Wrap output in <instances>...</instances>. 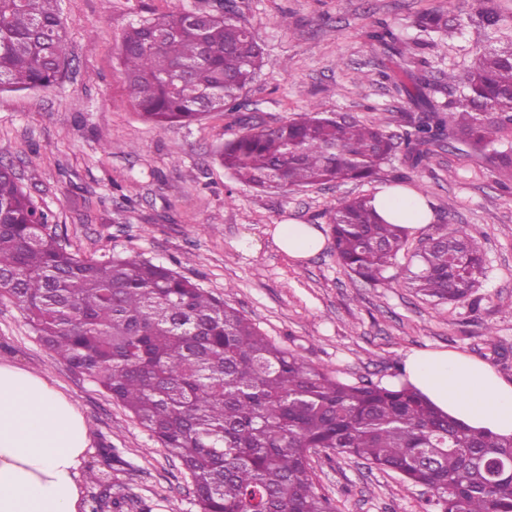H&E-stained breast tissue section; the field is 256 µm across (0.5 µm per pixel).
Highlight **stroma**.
<instances>
[{"mask_svg":"<svg viewBox=\"0 0 512 512\" xmlns=\"http://www.w3.org/2000/svg\"><path fill=\"white\" fill-rule=\"evenodd\" d=\"M220 0H60L70 63L59 83L0 93V163L12 165L61 241L81 256L134 257L162 263L224 298L273 342L347 383L399 380L414 350L450 349L490 364L512 379V173L436 148L429 168L408 188L426 191L430 224L412 231L388 285L357 279L330 247L294 259L273 242L278 224L295 220L329 234L328 211L344 198L372 194L378 182L316 186L288 194L240 184L215 158L239 131L237 118L268 123L317 109L367 123L386 115L398 131L412 107L384 72L395 68V43L367 34L386 23L398 42L437 0H235L256 33L263 62L244 91L237 116L211 112L162 131L144 121L116 59L123 31L144 18L210 11ZM510 22L497 33L469 24L472 0H447L462 35L425 51L426 76L440 81L491 45L512 40V0H494ZM288 27H280V17ZM371 80L357 81L358 71ZM470 225L485 254L474 302L435 306L407 286L414 252L437 228ZM493 330L495 346L485 342ZM0 360L46 376L69 395L89 423L84 469L107 467L102 450L120 458L112 494L123 512H197L179 462L87 375L39 343L20 311L0 301ZM319 493L338 512H431L422 487L332 452L312 455Z\"/></svg>","mask_w":512,"mask_h":512,"instance_id":"35a3bbf8","label":"stroma"}]
</instances>
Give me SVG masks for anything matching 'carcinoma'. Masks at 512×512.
<instances>
[{
  "instance_id": "carcinoma-1",
  "label": "carcinoma",
  "mask_w": 512,
  "mask_h": 512,
  "mask_svg": "<svg viewBox=\"0 0 512 512\" xmlns=\"http://www.w3.org/2000/svg\"><path fill=\"white\" fill-rule=\"evenodd\" d=\"M471 23L497 30L492 0ZM418 48L455 32L437 7L412 22ZM69 44L58 0H0V92L49 87ZM118 56L140 115L156 128L229 116L260 70L263 49L236 13L191 11L132 23ZM398 93L420 115L398 133L311 109L273 126L248 121L219 160L262 191L380 178L397 155L426 168L448 143L462 156L512 169V44L480 53L432 83L405 65ZM374 196L328 212L339 263L389 284L407 230L382 219ZM408 284L427 301L468 299L484 274L470 225L443 229L415 254ZM37 338L87 374L154 435L188 475L198 512H335L310 471L330 450L425 487L436 512H512V439L464 427L407 386L348 384L263 335L224 300L163 265L81 257L0 164V299Z\"/></svg>"
}]
</instances>
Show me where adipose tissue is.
Masks as SVG:
<instances>
[{"label":"adipose tissue","instance_id":"adipose-tissue-1","mask_svg":"<svg viewBox=\"0 0 512 512\" xmlns=\"http://www.w3.org/2000/svg\"><path fill=\"white\" fill-rule=\"evenodd\" d=\"M374 206L411 231L433 218L414 190H380ZM273 240L295 259L325 243L317 227L293 221L277 225ZM401 381L465 426L512 437V381L487 363L447 349L414 351ZM88 447V423L67 394L41 374L0 361V512H82Z\"/></svg>","mask_w":512,"mask_h":512}]
</instances>
